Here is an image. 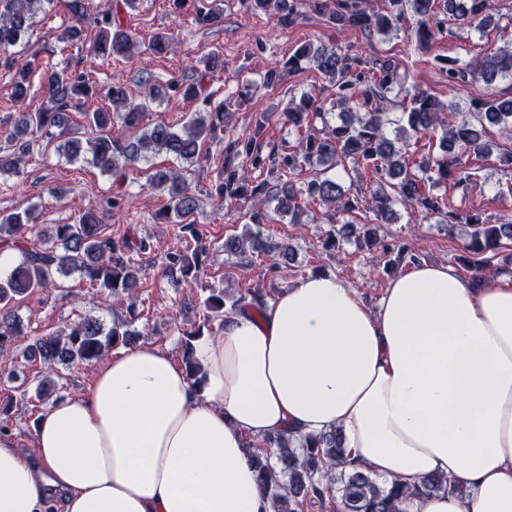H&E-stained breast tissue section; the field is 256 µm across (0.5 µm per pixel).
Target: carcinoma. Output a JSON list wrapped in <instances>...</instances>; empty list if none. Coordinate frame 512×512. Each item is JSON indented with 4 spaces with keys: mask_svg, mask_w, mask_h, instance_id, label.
<instances>
[{
    "mask_svg": "<svg viewBox=\"0 0 512 512\" xmlns=\"http://www.w3.org/2000/svg\"><path fill=\"white\" fill-rule=\"evenodd\" d=\"M76 20L65 27L57 40L64 44L81 39L78 23L87 16L89 0H61ZM223 0H209L196 13V22L203 26L221 23ZM367 0H253L254 9L274 11L281 25L294 24L305 11L325 19L331 28H349L364 34L398 32L406 12L414 22L406 30L407 43L414 53L431 49L439 34L449 23L460 28L482 31L500 26L494 0H384L382 11L365 6ZM55 0H0V51L17 45L28 33L38 12L53 7ZM97 27L90 40L95 54L110 58H130L139 52L137 33L124 25L118 13L107 8L95 17ZM175 36L158 33L148 44L155 54H164L174 47ZM433 62L446 76L448 88L468 80H481L491 86L500 79H512V41H507L491 53L465 61L458 56H434ZM314 64L334 90L330 108L317 104L308 93L289 101L284 118L297 134V143L289 150L265 142L261 136L268 123L262 113L255 119L252 134L229 144L218 169L214 188L218 203L250 201L249 223L267 224L271 217L266 206L288 216V223H302L307 203L314 201L338 213H350L360 208L372 218L359 225L345 221L336 233H329L326 246L334 247L338 238L361 237L384 254L395 255V261L418 262L411 245L402 240L387 241L376 235L375 224L390 222L394 205L408 212L435 216L448 230L466 227L463 261L476 273L490 265L488 253L496 251L502 242L512 241V222L490 224L478 212L464 215L448 208L445 198L434 188L453 182L461 184L471 178L469 157L489 159L497 145L488 139V128L512 132V97L488 95L474 106V111L460 113L455 105H445L422 90L409 92L406 82L409 70L398 69L388 60H371L333 45L316 44L311 39L300 43L281 68L263 75L262 83L273 87L284 75L294 74ZM202 69L189 84L168 83L161 90L151 85L145 97L133 99L120 81L111 83L105 97L110 108L88 105L89 85L85 76L70 63L53 64L39 69L35 61L21 64L12 82L11 102L16 111L5 121L7 143L11 153L0 150V176L18 177L25 158L40 138L60 140L57 150L71 161L91 155V163L112 178L117 191L106 199L110 209L121 207L119 188L125 184L127 171L149 155L166 153L182 167L159 168L149 177L151 186L167 191L169 202L162 213L164 222L174 225L177 236L194 242L185 250L166 255L165 270L178 275L187 284L200 280L208 249L203 234L193 217L199 210V199L190 189L186 172L200 160L201 139L220 141L224 127L231 118V107H242L251 99V84L245 83L236 92L224 97L207 91L204 80L214 70L224 66L217 52L200 60ZM39 72V81L46 101L36 110L27 107L31 95L30 78ZM406 99L400 104L392 93ZM201 102L189 121L181 127L165 122L146 124L144 119L151 105L169 94ZM402 105L397 133L440 132L438 152H429L421 161L405 160L397 140L387 134V110ZM339 110L338 120L327 115ZM83 116L80 124L71 113ZM136 129L140 135L128 139L124 131ZM340 167L344 173H364L373 189L364 201L351 196L338 179L314 178L296 185L299 176L318 166ZM259 176H253V172ZM32 213H0V250L19 252L20 258L5 277H0V353L12 346L21 332L20 320L14 312L15 303L34 291L57 287L56 276L79 275L82 283L100 288L112 296L129 295L137 288L139 275L144 272L143 254L147 244L124 233L114 236L107 232L103 213L90 209L72 224H56L51 232L31 240ZM267 243L261 230L246 229L239 237L224 241V252L244 254L264 252ZM203 301L205 311L200 323L183 332V359L191 374L197 367L191 359L192 341L203 331H213V325L223 326L224 317L243 308L259 314L267 304L264 288L247 290L236 298L224 295V289L207 287ZM131 321L119 320L111 327L96 317H82L51 336L37 339L27 354L38 356L49 364L71 368L98 361L110 349L132 343L137 333L130 329ZM250 457L258 468L259 481L265 493L275 501L277 512L324 510L334 505L341 512H404L406 499L426 496L442 490L466 494L463 485L447 476H432L409 487L403 483L381 481L362 464L347 460L346 449L337 431L292 440L286 434L262 441L247 442Z\"/></svg>",
    "mask_w": 512,
    "mask_h": 512,
    "instance_id": "carcinoma-1",
    "label": "carcinoma"
}]
</instances>
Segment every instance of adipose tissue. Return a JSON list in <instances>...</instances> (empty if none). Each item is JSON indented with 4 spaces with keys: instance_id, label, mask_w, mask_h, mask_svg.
Masks as SVG:
<instances>
[{
    "instance_id": "ef3b65f1",
    "label": "adipose tissue",
    "mask_w": 512,
    "mask_h": 512,
    "mask_svg": "<svg viewBox=\"0 0 512 512\" xmlns=\"http://www.w3.org/2000/svg\"><path fill=\"white\" fill-rule=\"evenodd\" d=\"M200 372L142 342L51 405L35 446L0 434V512H277L246 439L339 430L386 480L445 475L466 495L407 512H512V277L445 263L393 276L369 307L317 273L193 342Z\"/></svg>"
}]
</instances>
